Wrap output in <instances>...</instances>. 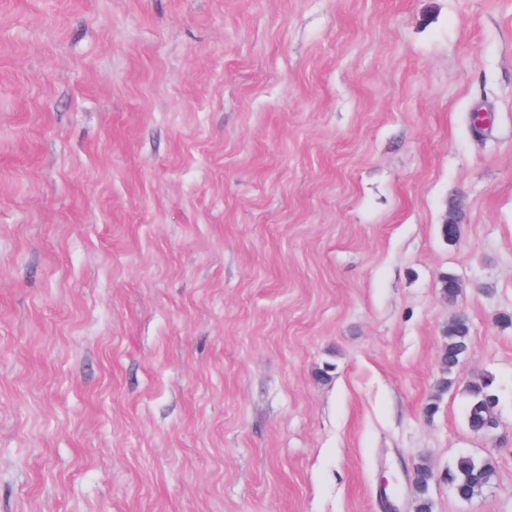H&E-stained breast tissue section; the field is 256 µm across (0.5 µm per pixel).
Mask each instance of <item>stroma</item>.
<instances>
[{"instance_id":"stroma-1","label":"stroma","mask_w":512,"mask_h":512,"mask_svg":"<svg viewBox=\"0 0 512 512\" xmlns=\"http://www.w3.org/2000/svg\"><path fill=\"white\" fill-rule=\"evenodd\" d=\"M503 314L512 0H0V512H512ZM443 350V369L449 374L470 350V326L464 314L459 313L451 320ZM469 403L466 412L468 430L478 436L488 434V422L499 403V398L493 388V381L482 378L468 386ZM496 474V466L489 457L462 456L448 468L446 481L454 496L469 501L482 494Z\"/></svg>"}]
</instances>
